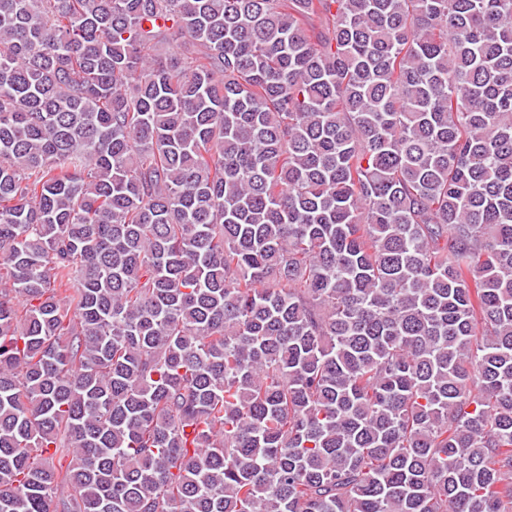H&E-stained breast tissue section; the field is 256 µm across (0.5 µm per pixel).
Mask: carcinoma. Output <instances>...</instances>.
<instances>
[{
  "label": "carcinoma",
  "mask_w": 512,
  "mask_h": 512,
  "mask_svg": "<svg viewBox=\"0 0 512 512\" xmlns=\"http://www.w3.org/2000/svg\"><path fill=\"white\" fill-rule=\"evenodd\" d=\"M0 512H512V0H0Z\"/></svg>",
  "instance_id": "cac0c4a2"
}]
</instances>
